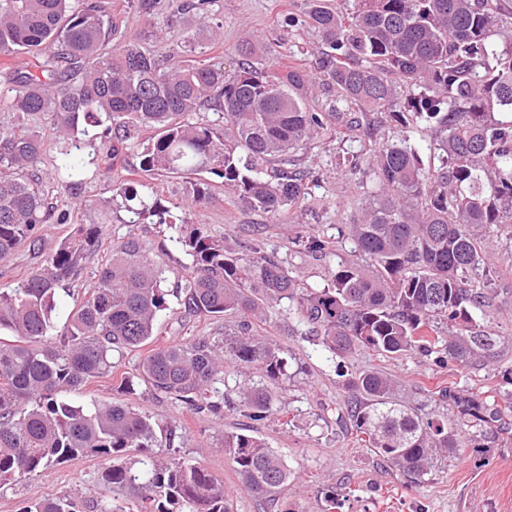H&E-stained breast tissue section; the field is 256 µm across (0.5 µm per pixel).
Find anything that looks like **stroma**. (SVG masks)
Segmentation results:
<instances>
[{"instance_id": "35a3bbf8", "label": "stroma", "mask_w": 512, "mask_h": 512, "mask_svg": "<svg viewBox=\"0 0 512 512\" xmlns=\"http://www.w3.org/2000/svg\"><path fill=\"white\" fill-rule=\"evenodd\" d=\"M303 0H214L210 22L220 26L223 38L209 42L200 30L194 12L185 10L174 19L165 14L149 17L127 8L126 0H112L126 40L151 46L161 55L181 63L176 48L188 36H197L205 47L207 63L233 72L241 57L243 42L261 45L259 67L297 62L311 68L310 50L316 37L307 29L289 27V13L299 12ZM30 129L45 141L46 152L33 172L57 217L56 223L42 225L34 249H22L14 257L0 261V290L16 287L32 269L52 253L76 224H94L100 230V245L84 262L82 273L63 285L56 303V320L64 322L74 294L91 288L95 274L107 259L113 242L127 232H135L153 254L165 264L166 290H180L191 274V258L167 226L129 225L127 203L113 190L115 174L92 164L93 155L103 154L106 144L96 142L76 154V166L83 179V204L74 206L51 173L63 144L50 121L33 116ZM363 130L340 126L305 149L291 153L296 169L305 171L307 194L299 203L271 215L237 204L225 192L221 178L203 171L199 180L209 184L214 199L202 208L187 207L190 184L186 176L167 175L149 179L163 204L191 224L201 225L215 239H228L236 247L260 242L264 251L283 258L289 272L314 288L327 283L337 264L353 259L351 241H338L337 229L353 223L367 197L370 179L350 174L341 167L343 155L359 150ZM314 233L332 241L333 249L314 260L291 251L296 236ZM493 250L491 276L487 282L492 298L488 330L499 341L498 364L463 370L455 365L441 368L421 354L383 360L371 351L358 349L345 360L350 370L378 368L400 384V395L413 406L433 409L429 391L437 385L462 394L495 397L508 432L485 448H463L442 463L431 480L414 484L402 472L389 467L359 442L344 402L348 391L336 372V359L300 324L287 304L274 305L265 320L253 322L257 335L280 345L288 361L286 375L277 381L278 411L262 420H253L237 411L217 414L197 412L185 404L153 396L146 386L136 395L122 392L120 381L134 372L144 349L129 352L116 361L110 372L94 378L72 392L80 403H124L162 425L174 424L186 431L176 455L187 463L208 470L223 480L232 512H323L324 495L333 492L341 502L339 512H512V387L502 375L512 366V226L503 224L491 234ZM236 319L210 320L183 316L177 302H170L158 318V343H185L199 336L223 337L236 329ZM263 439L287 460L294 472L278 502L272 503L244 490L233 472L224 435L241 429ZM103 464L98 457L80 456L49 468L18 487L0 488V512H19L25 501L61 496H82L85 512H99V504L124 502L125 493L109 489L101 479Z\"/></svg>"}]
</instances>
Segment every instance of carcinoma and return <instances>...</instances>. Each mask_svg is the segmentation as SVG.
<instances>
[{
	"mask_svg": "<svg viewBox=\"0 0 512 512\" xmlns=\"http://www.w3.org/2000/svg\"><path fill=\"white\" fill-rule=\"evenodd\" d=\"M288 15V25L319 38L316 72L298 65L260 69L244 63L232 74L202 63L164 66L138 43L121 41L108 0H0V56H31L42 70H14L7 107L17 119L50 118L69 149L59 170L66 190L81 197L72 150L102 129L117 157L141 129L139 170L145 175L209 171L246 206L276 214L305 196L303 175L278 166L289 153L362 113L355 124L386 114L433 133L439 165H424L410 138L362 147L347 159L372 177L369 199L339 238L363 263L342 262L328 283L307 288L274 254L241 256L224 242L170 214L160 199L144 201V183L122 177L116 194L131 224L145 216L177 233L193 266L180 299L183 313L241 316L222 342L202 336L156 346L125 377L127 394L145 383L152 394L201 412L224 402L211 386L227 365L256 369L261 380L240 388V405L256 420L275 411L273 385L285 374L280 349L253 334L250 319L288 301L334 356L358 348L385 358L418 352L434 363L483 365L499 357L486 330L491 230L512 220V11L499 0H355L343 13L325 0ZM319 83L332 99L310 108L305 87ZM221 123L193 119L203 107ZM34 131L0 128V261L36 243L41 224L55 221L42 184L26 171L41 159ZM212 200L207 184L191 182L189 201ZM99 229L79 224L17 287L0 292V487L27 482L42 470L91 454L110 463L102 481L134 494L133 506L100 512H230L224 482L209 471L153 448L173 447L177 429L161 426L122 403L77 404L66 393L112 369V359L153 342L168 309L165 270L134 233L112 245L93 288L72 299L55 329L56 290L77 275L99 246ZM292 244L311 258L333 243L315 234ZM346 409L368 449L415 483L459 448L496 438L497 411L474 395L433 392L444 411L425 412L399 396L391 376L345 373ZM231 465L247 491L274 501L288 484L284 456L250 433L224 435ZM137 451L142 457L127 461ZM22 512H82L77 495L26 502Z\"/></svg>",
	"mask_w": 512,
	"mask_h": 512,
	"instance_id": "cac0c4a2",
	"label": "carcinoma"
}]
</instances>
